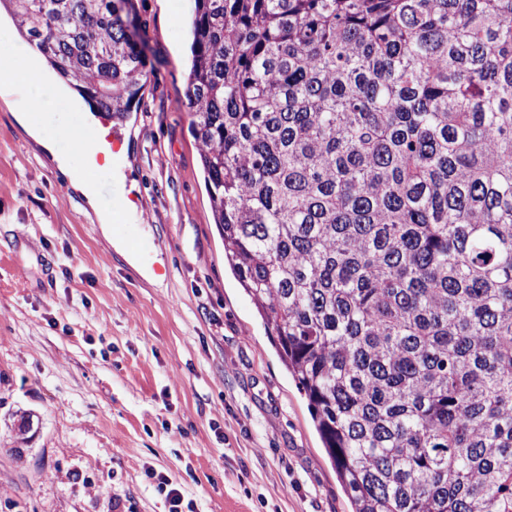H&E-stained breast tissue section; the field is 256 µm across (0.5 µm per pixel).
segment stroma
<instances>
[{"mask_svg": "<svg viewBox=\"0 0 512 512\" xmlns=\"http://www.w3.org/2000/svg\"><path fill=\"white\" fill-rule=\"evenodd\" d=\"M193 0H135L147 81L88 202L0 99V512H350L224 261L182 99ZM128 208L150 249L102 214ZM33 413L23 451L11 429Z\"/></svg>", "mask_w": 512, "mask_h": 512, "instance_id": "obj_1", "label": "stroma"}]
</instances>
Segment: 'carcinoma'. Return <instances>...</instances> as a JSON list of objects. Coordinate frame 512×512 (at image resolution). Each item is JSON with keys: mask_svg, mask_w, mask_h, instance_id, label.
Segmentation results:
<instances>
[{"mask_svg": "<svg viewBox=\"0 0 512 512\" xmlns=\"http://www.w3.org/2000/svg\"><path fill=\"white\" fill-rule=\"evenodd\" d=\"M111 119L134 0H0ZM224 254L352 512H512V0H194Z\"/></svg>", "mask_w": 512, "mask_h": 512, "instance_id": "carcinoma-1", "label": "carcinoma"}]
</instances>
